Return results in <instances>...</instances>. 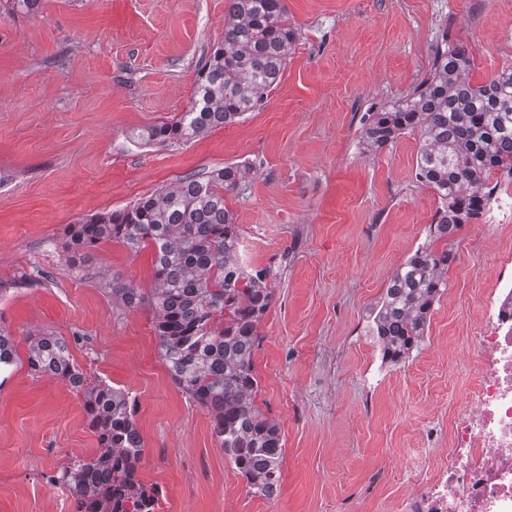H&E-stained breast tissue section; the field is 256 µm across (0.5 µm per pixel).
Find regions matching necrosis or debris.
I'll return each instance as SVG.
<instances>
[{"instance_id": "4bbe7bcc", "label": "necrosis or debris", "mask_w": 512, "mask_h": 512, "mask_svg": "<svg viewBox=\"0 0 512 512\" xmlns=\"http://www.w3.org/2000/svg\"><path fill=\"white\" fill-rule=\"evenodd\" d=\"M474 391L451 423L449 452L410 484L403 512H512V265L479 306L470 344Z\"/></svg>"}]
</instances>
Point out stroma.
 <instances>
[{"instance_id": "obj_1", "label": "stroma", "mask_w": 512, "mask_h": 512, "mask_svg": "<svg viewBox=\"0 0 512 512\" xmlns=\"http://www.w3.org/2000/svg\"><path fill=\"white\" fill-rule=\"evenodd\" d=\"M297 40L279 85L240 121L188 141L141 146L132 130L174 122L199 70L224 42L228 0H41L26 15L0 0V325L65 337L88 384L138 399L141 480L159 512H401L445 446L472 387L467 357L478 304L492 295L503 238L473 224L431 241L440 202L415 177L418 133L377 152L361 118L423 81L442 43L465 49L472 83L512 65V0H285ZM244 162L224 203L237 261L268 272L254 403L284 442L279 490L249 493L211 418L171 378L151 310L112 286L154 285L152 252L104 242L80 269L64 227L174 184ZM433 243L455 257L409 359L383 362L370 313L396 268ZM82 398L26 364L0 384V512H70L53 477L93 457Z\"/></svg>"}]
</instances>
